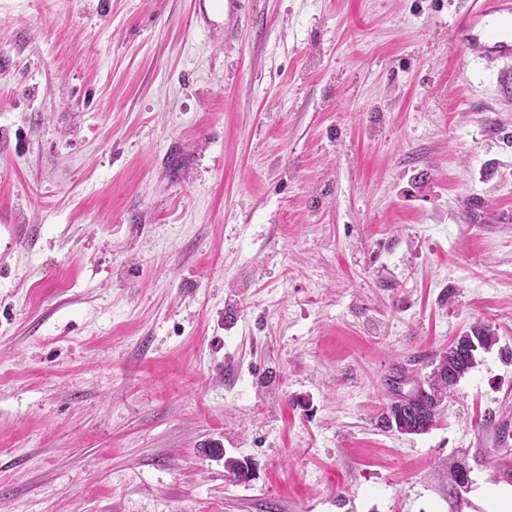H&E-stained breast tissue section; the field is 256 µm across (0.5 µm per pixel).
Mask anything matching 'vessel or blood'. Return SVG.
<instances>
[{"label": "vessel or blood", "instance_id": "1", "mask_svg": "<svg viewBox=\"0 0 512 512\" xmlns=\"http://www.w3.org/2000/svg\"><path fill=\"white\" fill-rule=\"evenodd\" d=\"M456 37L464 64L512 66V0H472Z\"/></svg>", "mask_w": 512, "mask_h": 512}]
</instances>
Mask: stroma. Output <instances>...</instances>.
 Listing matches in <instances>:
<instances>
[{"instance_id":"35a3bbf8","label":"stroma","mask_w":512,"mask_h":512,"mask_svg":"<svg viewBox=\"0 0 512 512\" xmlns=\"http://www.w3.org/2000/svg\"><path fill=\"white\" fill-rule=\"evenodd\" d=\"M194 2L0 0V224L38 231L0 239V512H491L512 92L468 0ZM476 322L436 425L385 428Z\"/></svg>"}]
</instances>
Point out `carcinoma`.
I'll list each match as a JSON object with an SVG mask.
<instances>
[{
  "instance_id": "obj_1",
  "label": "carcinoma",
  "mask_w": 512,
  "mask_h": 512,
  "mask_svg": "<svg viewBox=\"0 0 512 512\" xmlns=\"http://www.w3.org/2000/svg\"><path fill=\"white\" fill-rule=\"evenodd\" d=\"M476 347L448 350L439 356L438 364L425 381L418 385L411 395L409 406L395 400L383 414V421L395 424L397 431L420 435L428 432L436 422L437 409L448 398V394L458 380L476 363V354L488 350L497 343L496 332L489 325L476 324L469 330Z\"/></svg>"
}]
</instances>
